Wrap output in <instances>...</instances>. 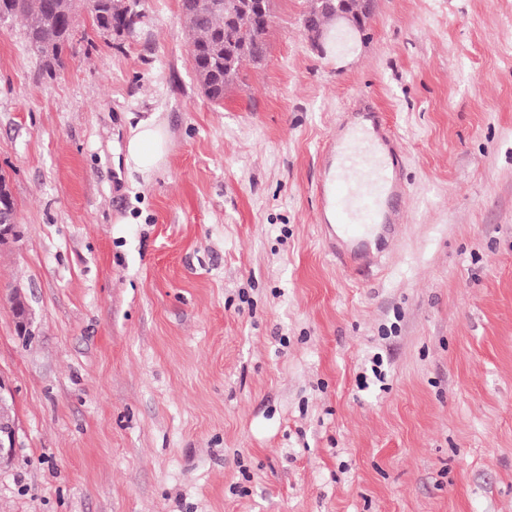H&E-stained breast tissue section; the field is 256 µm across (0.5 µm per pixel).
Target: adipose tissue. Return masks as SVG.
Instances as JSON below:
<instances>
[{
  "label": "adipose tissue",
  "mask_w": 512,
  "mask_h": 512,
  "mask_svg": "<svg viewBox=\"0 0 512 512\" xmlns=\"http://www.w3.org/2000/svg\"><path fill=\"white\" fill-rule=\"evenodd\" d=\"M168 147L166 122L159 115H151L130 127L123 147L124 165L144 182H151L167 160Z\"/></svg>",
  "instance_id": "adipose-tissue-1"
}]
</instances>
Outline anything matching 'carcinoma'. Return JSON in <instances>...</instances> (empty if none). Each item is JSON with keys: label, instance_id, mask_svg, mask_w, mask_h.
I'll return each instance as SVG.
<instances>
[{"label": "carcinoma", "instance_id": "cac0c4a2", "mask_svg": "<svg viewBox=\"0 0 512 512\" xmlns=\"http://www.w3.org/2000/svg\"><path fill=\"white\" fill-rule=\"evenodd\" d=\"M237 2L182 0L196 79L207 98L218 104L242 68L259 61L267 48L270 24H261ZM80 3L99 31L130 32L142 17L139 0H0V10L23 22L30 49L53 75L65 68L66 51L75 37L67 17L76 16Z\"/></svg>", "mask_w": 512, "mask_h": 512}]
</instances>
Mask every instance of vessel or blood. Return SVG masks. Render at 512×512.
I'll return each instance as SVG.
<instances>
[{
	"label": "vessel or blood",
	"instance_id": "1",
	"mask_svg": "<svg viewBox=\"0 0 512 512\" xmlns=\"http://www.w3.org/2000/svg\"><path fill=\"white\" fill-rule=\"evenodd\" d=\"M398 166L399 145L391 129L376 118L349 129L327 153L315 191L332 215L324 235L349 271L377 261L374 241L386 239L402 222L400 204L407 188Z\"/></svg>",
	"mask_w": 512,
	"mask_h": 512
}]
</instances>
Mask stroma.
<instances>
[{"label":"stroma","mask_w":512,"mask_h":512,"mask_svg":"<svg viewBox=\"0 0 512 512\" xmlns=\"http://www.w3.org/2000/svg\"><path fill=\"white\" fill-rule=\"evenodd\" d=\"M308 6L272 0L219 104L180 0L120 36L79 11L53 77L0 22V512H512V0H375L336 52ZM367 104L408 197L363 278L313 188ZM156 112L145 185L118 146ZM8 195L1 203L8 200ZM0 203V204H1ZM17 207L12 203L7 206L0 205V245L7 244L16 235ZM9 300L20 336L30 339L33 336V316L28 302L18 289L11 293ZM13 403V392L4 376H0V468L8 466L16 454L18 425L15 416H2V408Z\"/></svg>","instance_id":"stroma-1"}]
</instances>
